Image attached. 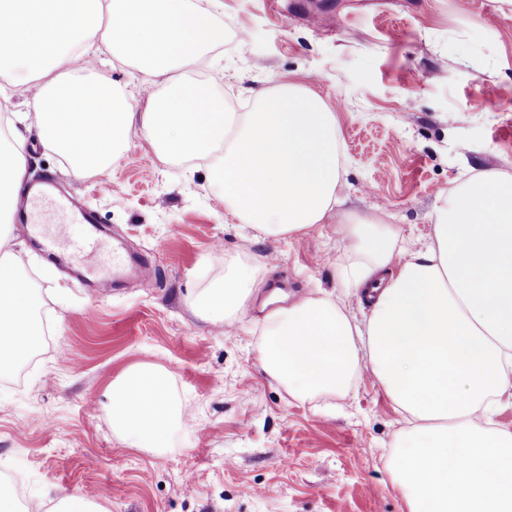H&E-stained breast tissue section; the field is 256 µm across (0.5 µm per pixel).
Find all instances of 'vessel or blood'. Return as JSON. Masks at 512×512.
<instances>
[{
    "mask_svg": "<svg viewBox=\"0 0 512 512\" xmlns=\"http://www.w3.org/2000/svg\"><path fill=\"white\" fill-rule=\"evenodd\" d=\"M41 206L47 207L63 223L91 224L95 221L94 216L79 206L74 197L59 195L54 180L48 176L28 184L16 207L15 222L21 225L32 223L34 211ZM69 249L81 265L94 266L101 261L93 236L70 243Z\"/></svg>",
    "mask_w": 512,
    "mask_h": 512,
    "instance_id": "b4317fda",
    "label": "vessel or blood"
}]
</instances>
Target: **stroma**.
Listing matches in <instances>:
<instances>
[{
	"mask_svg": "<svg viewBox=\"0 0 512 512\" xmlns=\"http://www.w3.org/2000/svg\"><path fill=\"white\" fill-rule=\"evenodd\" d=\"M218 21L223 45L187 82L245 112L250 92L311 84L337 107L344 210L393 225L403 246L426 240L459 176L512 173V106L490 96L512 85V0H222ZM24 153L28 178L52 176L95 212L105 259L72 261L82 224L14 229L46 331L0 377V477L24 476L29 499L76 491L107 512H408L387 457L410 417L370 371L297 401L258 359L267 291L228 333L189 307L239 257L266 263L289 297L324 291L363 319L339 217L263 239L225 219L205 161H160L138 131L100 173L73 174L34 139ZM115 250L147 262L153 288L113 287ZM135 364L165 368L191 416L162 455L112 431V381Z\"/></svg>",
	"mask_w": 512,
	"mask_h": 512,
	"instance_id": "stroma-1",
	"label": "stroma"
}]
</instances>
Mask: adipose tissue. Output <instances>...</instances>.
Instances as JSON below:
<instances>
[{"label": "adipose tissue", "mask_w": 512, "mask_h": 512, "mask_svg": "<svg viewBox=\"0 0 512 512\" xmlns=\"http://www.w3.org/2000/svg\"><path fill=\"white\" fill-rule=\"evenodd\" d=\"M0 0V71L23 63L34 81L32 111L13 113L0 145V376L14 372L43 334L39 298L17 270L7 229L27 177L25 134L74 174L103 171L139 129L160 160L195 156L224 211L264 238L299 236L338 203L341 140L330 105L308 87L282 84L254 95L249 112L192 88L182 74L202 50L223 44L211 0ZM164 80L145 112L98 76L100 50ZM343 242L358 254L354 285L373 291L356 321L326 293L264 317L265 373L305 402L347 388L370 369L412 427L389 458L408 512H512V431L494 416L512 405V174L482 171L449 190L427 242L398 245L376 217L346 216ZM263 263L235 259L197 292L193 313L233 326L266 285ZM112 430L132 448L171 447L185 423L167 371L136 364L112 382Z\"/></svg>", "instance_id": "ef3b65f1"}]
</instances>
